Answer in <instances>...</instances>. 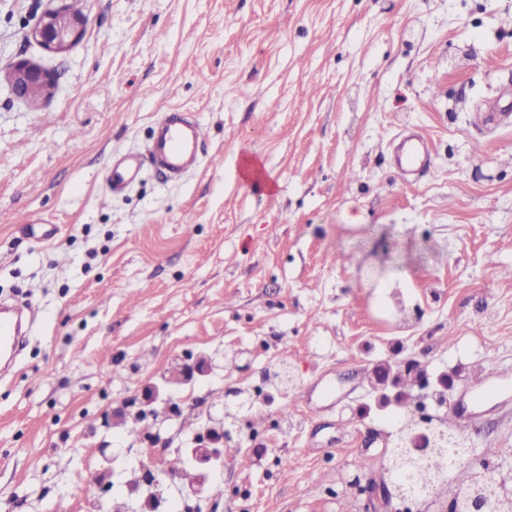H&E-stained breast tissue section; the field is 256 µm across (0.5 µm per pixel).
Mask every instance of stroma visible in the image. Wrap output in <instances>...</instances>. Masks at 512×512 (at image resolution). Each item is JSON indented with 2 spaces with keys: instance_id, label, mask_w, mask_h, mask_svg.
<instances>
[{
  "instance_id": "stroma-1",
  "label": "stroma",
  "mask_w": 512,
  "mask_h": 512,
  "mask_svg": "<svg viewBox=\"0 0 512 512\" xmlns=\"http://www.w3.org/2000/svg\"><path fill=\"white\" fill-rule=\"evenodd\" d=\"M48 6L0 0V66L55 79L35 106L0 82V299L40 309L0 378V512H146L145 449L219 425L241 434L210 497L174 476L153 512H375L396 425L366 374L391 359L447 379L451 407L407 405L512 485V0H86L60 55L25 38ZM163 105L205 126L200 166L111 192ZM410 130L431 157L404 179ZM376 225L406 250L359 248ZM228 388L258 424L218 416ZM209 371V365L204 359H197L192 363H180L173 366L163 379L167 382L176 385L184 384L187 381L194 379L196 376L206 375Z\"/></svg>"
}]
</instances>
